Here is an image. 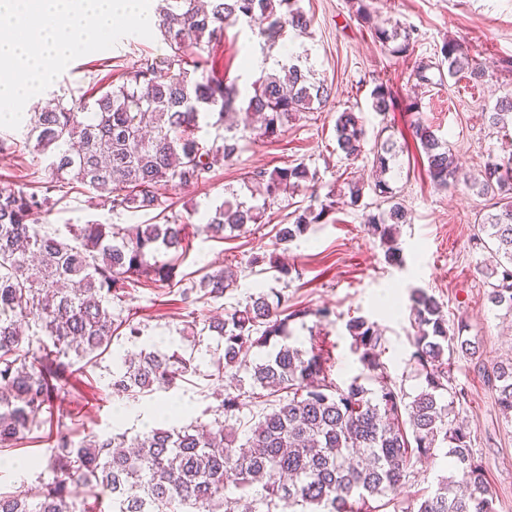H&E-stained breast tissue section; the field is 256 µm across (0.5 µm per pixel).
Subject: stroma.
I'll list each match as a JSON object with an SVG mask.
<instances>
[{
	"instance_id": "stroma-1",
	"label": "stroma",
	"mask_w": 512,
	"mask_h": 512,
	"mask_svg": "<svg viewBox=\"0 0 512 512\" xmlns=\"http://www.w3.org/2000/svg\"><path fill=\"white\" fill-rule=\"evenodd\" d=\"M300 5L313 18L310 33L285 37L284 45L306 58L317 79L331 84L326 108L303 113L289 122L278 141H241L233 160L217 169L207 185L172 192L174 210L187 223L189 248L182 272L196 279L207 267L236 266L242 270L236 287L225 291L219 303L203 299L185 302L179 293L164 288H140L126 308L141 324L142 345L156 346L158 338L164 336L168 339L162 346L164 352H181L190 349L181 334L186 322L207 319L220 307L231 309L254 288H271L289 309L305 310V317L290 321L289 341L305 349L326 343L332 353L331 377L337 385L347 384L362 369L346 324L350 318L363 316L382 332V360L388 374L412 395L423 380L411 358L414 330L406 304L412 289H428L443 303L449 328L465 325V338L478 350L476 357L460 355L455 359L453 386L462 393L456 409L482 461L494 512H512V422L502 417L496 393L487 380L495 364L512 357V320L486 297L488 285L482 270L493 257L474 233L490 212L492 199L478 195L470 185L489 156L512 155V130L505 134L489 130L484 117L485 108L494 105L502 87L512 88V73L493 66L498 57L512 55V0H374L372 7L379 21L414 28V52L406 58L390 55L371 38L354 19L349 0H300ZM452 38L464 42L472 57L488 64L485 80L474 85L464 77L444 79L438 70H429L432 83L416 97L417 112H408L409 76L414 66L432 59L442 42ZM166 50L157 34L124 37L112 51L79 57L82 73L74 76L63 72L50 90L81 98L105 65L129 67L143 56ZM212 53L225 79L235 82L244 94L262 68L276 64L275 58L263 57L256 27L243 21L225 28ZM381 75L391 78L396 98L395 107L383 115L373 112L369 102L373 81ZM349 107L360 112L368 141L384 134L400 149L402 170L391 177L390 185L411 215L410 223L400 227L405 258L400 267L386 263L379 241L367 232L366 219L380 204L373 191L376 176L371 154L351 161L337 148L336 114ZM418 116L448 141L466 180L445 190L434 188L411 135L410 125ZM301 161L316 169L320 185L326 187L343 176L359 179L365 186L364 207H346L330 214L323 223L311 225L286 251L275 247L272 226L284 216L275 206L268 212L269 223L251 225L245 234L220 241L202 232L205 213L222 203L225 188H240L245 173ZM115 220L150 224L154 215L112 216L77 188L40 217L47 228L59 231L68 224H109ZM257 252L288 263L293 275L281 282L272 273L249 269L248 261ZM323 310L330 311L329 319L320 318ZM219 347L218 340L212 338L207 347L195 351L198 372L190 381L129 400L111 394L107 387L117 358L133 348L125 338H115L111 356L84 369L92 384L86 392L87 405H80L76 391L67 388L56 392L52 416L64 421L65 433L76 441L89 433L136 436L150 424L152 411L167 403L173 414L166 417V424L184 425L194 419L209 422L225 392L234 389L232 383L218 385L207 378L211 353ZM51 455L48 442L42 438L1 451L0 458L23 460L26 467L20 472H1L0 490L16 493L27 490L36 479L51 480ZM415 471L416 479L398 490L383 512H405L416 499L434 493L439 479L450 473V460L440 448L435 456L416 464Z\"/></svg>"
}]
</instances>
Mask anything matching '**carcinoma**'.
Wrapping results in <instances>:
<instances>
[{
    "label": "carcinoma",
    "mask_w": 512,
    "mask_h": 512,
    "mask_svg": "<svg viewBox=\"0 0 512 512\" xmlns=\"http://www.w3.org/2000/svg\"><path fill=\"white\" fill-rule=\"evenodd\" d=\"M358 23L391 54L413 53L412 33L399 24L374 23L369 0H351ZM155 22L168 51L144 56L109 75L93 102L54 95L35 108L25 139L44 157L52 179L32 191L0 186V450L17 446L46 423L53 392L73 384L75 366L98 364L111 354L113 337L137 342L134 318L113 312L136 288H179L218 301L238 281L231 266L207 269L199 281L182 288L181 261L188 243L178 215H167L170 191L208 183L239 149V142L275 140L288 122L326 105L332 87L294 63H279L252 83L240 98L233 82L207 72L206 54L224 26L240 19L257 25L262 51L271 53L287 29L306 33L311 19L299 0H161ZM436 67L448 75L469 74L477 84L484 63L456 40L442 43ZM433 65L420 61L414 77L429 84ZM371 109L386 113L395 104L391 87L379 81L370 93ZM488 125L501 128L512 118V92L485 112ZM216 129L200 135V119ZM412 134L427 162L432 184L446 188L455 180L458 159L431 127L417 120ZM336 141L346 159L364 152L366 129L360 113L345 109L336 118ZM396 143H375L372 166L385 174L396 163ZM317 172L303 162L249 172L243 177L250 197L232 192L206 218L212 238L262 223L267 209L288 202L316 184ZM91 191L115 215L157 211L161 224H71L68 235L45 230L39 217L66 197L73 184ZM472 186L496 197V212L477 225L476 236L499 256L487 269V300L512 317V156L488 160ZM374 193L388 208L371 215L368 231L385 247L388 264L404 263L400 225L407 210L389 183L377 180ZM364 185L347 181L330 186L319 202L291 213L293 221L274 225L275 244L288 246L312 224L340 207H360ZM264 264L286 280L291 269L264 254L249 266ZM415 330L412 354L424 385L413 396L388 379L382 333L364 317L346 329L363 371L345 387L330 378V351L303 350L288 343L259 362L247 352L285 336L288 322L306 310L288 311L280 296L250 294L245 303L219 317L188 325L193 346L217 336L224 353L212 362L217 382L243 370L248 384L224 395L207 423L156 428L133 439L124 434H94L75 442L62 432L52 443L54 477L23 494L0 491V512H381L384 498L415 476L414 461L448 447L453 472L438 490L419 502L417 512H494L493 498L470 432L455 417L452 360L469 352L462 326L449 332L443 304L426 290L409 295ZM195 356L140 349L112 372L108 389L137 398L169 389L197 371ZM377 382L378 390L367 383ZM489 381L502 415L512 419V360L493 367ZM252 415L245 442L228 429L244 411ZM260 484L259 496L231 499Z\"/></svg>",
    "instance_id": "obj_1"
}]
</instances>
